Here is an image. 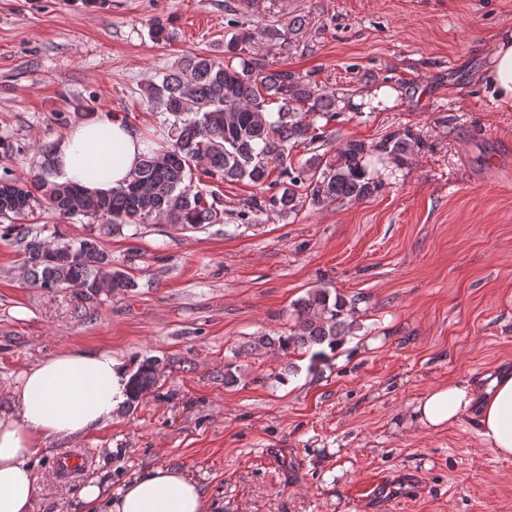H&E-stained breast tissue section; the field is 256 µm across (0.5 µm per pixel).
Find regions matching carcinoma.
Segmentation results:
<instances>
[{"label": "carcinoma", "mask_w": 512, "mask_h": 512, "mask_svg": "<svg viewBox=\"0 0 512 512\" xmlns=\"http://www.w3.org/2000/svg\"><path fill=\"white\" fill-rule=\"evenodd\" d=\"M272 28L237 29L224 40V56L187 55L150 82L144 96L169 114V146L144 155L129 181L102 196L55 179L50 147L41 146L44 171L16 195L0 193V239L25 256L30 284L48 291L75 290L88 306L100 302V290L121 294L135 288L132 274L112 266L102 242L88 234L66 239L48 224L19 219L36 205L70 219L102 221L118 230L125 225L164 220L181 231L224 222L221 184L248 180L259 190L250 208L267 206L292 211L298 191L314 204L337 199H364L377 185L367 178L365 161L375 155L402 164L418 144L412 130L398 129L377 143L347 141L332 155L312 153L296 163L290 151L312 145L323 131L307 120L319 114L334 120L336 99L316 94L308 83L285 71H267L263 62L241 54L257 37L273 39ZM280 187L272 195L267 192ZM356 299L311 289L292 303V324L284 334H262L247 342L252 352L273 350L306 355L315 370L359 329ZM160 361L144 358L129 380L127 408L157 382Z\"/></svg>", "instance_id": "1"}]
</instances>
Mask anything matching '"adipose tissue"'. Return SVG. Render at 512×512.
<instances>
[{
	"mask_svg": "<svg viewBox=\"0 0 512 512\" xmlns=\"http://www.w3.org/2000/svg\"><path fill=\"white\" fill-rule=\"evenodd\" d=\"M481 79L499 100L512 102V24L502 26ZM149 141L122 119L102 113L72 127L54 146L59 179L91 194L129 179ZM128 367L110 351L70 350L32 363L0 407V512H33L44 489L34 470L48 441L76 439L105 426L126 399ZM413 421L442 431L470 415L484 446L512 458V371L493 377L485 392L451 381L428 388ZM85 512H205L199 481L186 470L157 466L129 477L110 496L98 484L81 491Z\"/></svg>",
	"mask_w": 512,
	"mask_h": 512,
	"instance_id": "1",
	"label": "adipose tissue"
}]
</instances>
